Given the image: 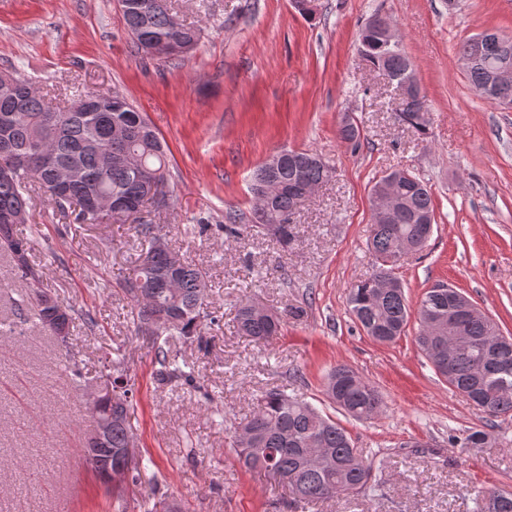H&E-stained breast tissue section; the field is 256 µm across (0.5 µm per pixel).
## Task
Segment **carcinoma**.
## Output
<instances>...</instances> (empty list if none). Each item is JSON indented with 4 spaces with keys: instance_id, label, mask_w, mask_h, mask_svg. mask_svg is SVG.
I'll return each instance as SVG.
<instances>
[{
    "instance_id": "cac0c4a2",
    "label": "carcinoma",
    "mask_w": 512,
    "mask_h": 512,
    "mask_svg": "<svg viewBox=\"0 0 512 512\" xmlns=\"http://www.w3.org/2000/svg\"><path fill=\"white\" fill-rule=\"evenodd\" d=\"M146 8H133L122 13L132 41V50L142 53V42L154 43V54H167L171 42L198 41V30L191 26L169 28L171 7L162 0H148ZM489 43L470 38L458 48L461 55L476 59L467 72L473 86L490 82V68L485 59H496L507 44L512 54V36L493 34ZM363 60L394 76L412 72V64L402 49L385 46L376 31L365 25L359 35ZM12 79V89L0 91V167L8 166L13 158L25 156L31 163L30 172L12 181L0 180V252L10 256L13 270L26 284L25 296L35 302V318L47 333L61 322L70 330L73 317L59 320V305L42 303L40 295L47 292L42 273L29 263V236L6 224L4 219L21 207L29 208L32 186L52 196L59 170L76 164L83 171L81 181L68 188L67 196L56 201L60 207L73 209L77 224H100L103 217L87 215L83 204L89 198L110 193L131 200L144 194L132 173L119 162L126 155L139 156L146 165L159 172L155 192H169V160L167 147L146 118L129 101L112 112H87L85 100L79 95L64 109H55L29 87L33 81L18 72L4 70ZM22 105L29 116L27 122H15L12 113ZM424 109L423 96L415 95L404 101L395 113V120L426 133L419 123ZM123 126L131 130L125 138L110 135L109 127ZM340 138L353 149L361 146V130L355 124L343 125ZM111 153L116 162L104 171L100 167L103 152ZM333 168L319 155L309 150H297L291 159L277 168H258L251 186L252 192L265 196V208L255 210L259 227L286 246L293 238L290 216L298 204L293 189L306 184L318 186L328 180ZM401 208L389 219L371 218L368 249L375 259L373 272L350 288L347 303L362 329L380 342H391L405 332L410 308L403 288L381 289L376 284L396 267L394 248L401 239L428 242L433 229L424 219L434 216L430 189L413 179L398 185ZM121 220L134 223L137 236L152 243L155 234L151 224L137 222V213H123ZM177 254L170 248L147 249L146 258L137 265L134 277L124 281L123 289L132 298V321L138 332L144 331L149 317L162 315V323L150 333L154 351L157 380L162 384L195 382L193 370L169 348L173 338L201 349L207 339L199 330L205 313L210 281L207 274L186 262L177 268L172 263ZM248 296L240 299L235 324L239 335L257 344L268 346L280 333L284 317L271 318L252 308ZM448 294L426 291L418 306V317L424 328L418 330L416 343L435 372H440L436 345L443 334L440 317H448ZM460 335L466 343L452 352L446 362L444 379L471 402H479L480 410L490 417L512 416V337L503 336L498 325L487 315L471 317L462 322ZM112 366V391H118L126 406L112 409V428L106 446L99 449L103 466L117 472L122 459L119 452L133 435L130 409L134 393L124 379V357L115 352ZM326 395L332 404L354 419H368L381 412L383 400L378 390L346 365L336 366L326 378ZM252 433L245 445L233 441L236 457L246 469L263 472L282 482L291 496V503L305 509L319 501L344 494L345 488L357 495L375 490L372 483V463L355 448L343 427L323 414L305 398L285 389H270L260 400L254 415L243 426ZM147 465L133 467L122 479L121 486L112 490L118 506L127 508L130 491L141 484L142 471ZM475 512H512V492L498 490L475 499Z\"/></svg>"
}]
</instances>
